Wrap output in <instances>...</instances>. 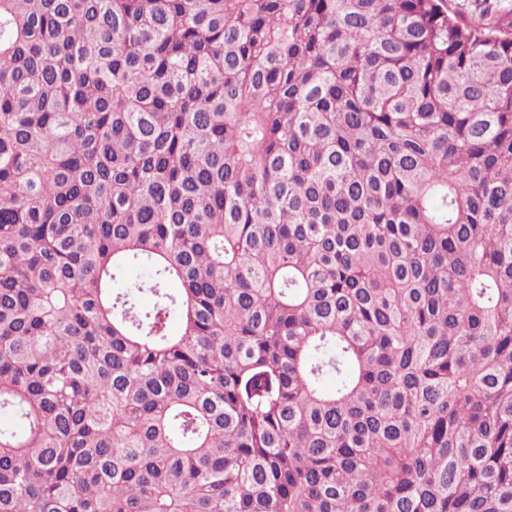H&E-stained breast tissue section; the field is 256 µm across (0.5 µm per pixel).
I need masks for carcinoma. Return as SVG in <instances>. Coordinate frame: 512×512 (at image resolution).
Here are the masks:
<instances>
[{
  "label": "carcinoma",
  "mask_w": 512,
  "mask_h": 512,
  "mask_svg": "<svg viewBox=\"0 0 512 512\" xmlns=\"http://www.w3.org/2000/svg\"><path fill=\"white\" fill-rule=\"evenodd\" d=\"M450 2L0 0V512H512V8Z\"/></svg>",
  "instance_id": "1"
}]
</instances>
